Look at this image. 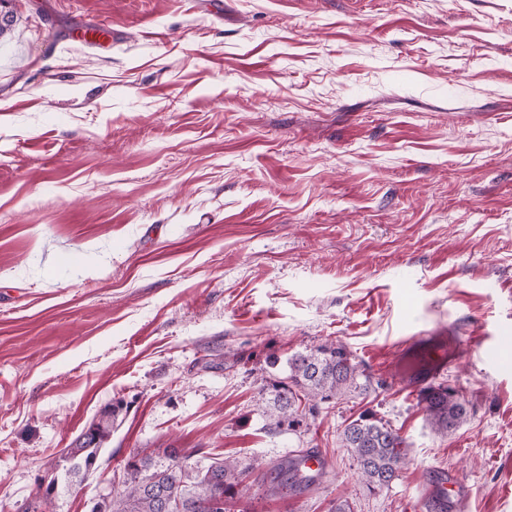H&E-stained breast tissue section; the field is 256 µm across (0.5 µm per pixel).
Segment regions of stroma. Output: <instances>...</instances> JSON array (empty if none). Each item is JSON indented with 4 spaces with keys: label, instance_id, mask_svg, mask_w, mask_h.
Listing matches in <instances>:
<instances>
[{
    "label": "stroma",
    "instance_id": "1",
    "mask_svg": "<svg viewBox=\"0 0 512 512\" xmlns=\"http://www.w3.org/2000/svg\"><path fill=\"white\" fill-rule=\"evenodd\" d=\"M0 41V512L112 400L90 512L128 457L200 448L245 475L227 512H512V0H8ZM96 22L121 40L69 36ZM444 332L467 408L437 433L394 379ZM344 344L372 377L272 435L270 355ZM405 441L372 493L342 443ZM307 448L306 490L252 466ZM344 447L356 459L368 490L389 488L405 464L404 441L396 430L372 412L361 414L343 430ZM468 496L464 483L457 474L440 473L426 485L425 497L433 502V507L446 510L448 506H455L463 502Z\"/></svg>",
    "mask_w": 512,
    "mask_h": 512
}]
</instances>
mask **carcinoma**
Here are the masks:
<instances>
[{
  "label": "carcinoma",
  "mask_w": 512,
  "mask_h": 512,
  "mask_svg": "<svg viewBox=\"0 0 512 512\" xmlns=\"http://www.w3.org/2000/svg\"><path fill=\"white\" fill-rule=\"evenodd\" d=\"M276 375L269 385L271 397L264 410V429L272 435L293 431L302 422V412L316 411L352 393L362 394L371 387V376L344 345L326 342L308 352L295 353L284 360L270 361ZM428 419L443 435L457 430L467 417L464 403L455 391L444 386L430 387L421 394ZM124 409L123 401L107 404L75 438L64 456L62 473L48 476L46 487H38L37 508L48 512L62 489L79 486L99 467L100 454L112 435V428ZM344 447L356 459L359 476L368 490L390 487L405 464L404 441L396 430L364 413L343 430ZM199 448H167L165 463L146 455L126 464L123 488L99 505L97 512H164L170 500L174 512H226L216 507L234 498L243 472L234 462L212 458L203 462ZM276 477L295 486H308L312 479L298 475L295 458L278 463Z\"/></svg>",
  "instance_id": "cac0c4a2"
}]
</instances>
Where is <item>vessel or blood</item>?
Instances as JSON below:
<instances>
[{"label": "vessel or blood", "mask_w": 512, "mask_h": 512, "mask_svg": "<svg viewBox=\"0 0 512 512\" xmlns=\"http://www.w3.org/2000/svg\"><path fill=\"white\" fill-rule=\"evenodd\" d=\"M452 336H416L399 351L394 375L406 389L420 392L437 382L457 359ZM468 491L458 475L441 473L427 484L425 497L438 512L463 502Z\"/></svg>", "instance_id": "b4317fda"}]
</instances>
